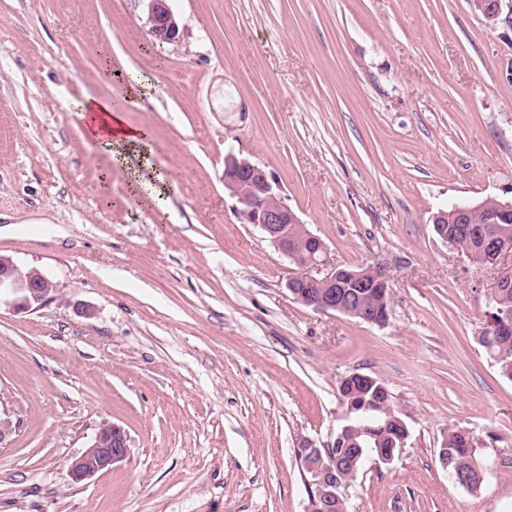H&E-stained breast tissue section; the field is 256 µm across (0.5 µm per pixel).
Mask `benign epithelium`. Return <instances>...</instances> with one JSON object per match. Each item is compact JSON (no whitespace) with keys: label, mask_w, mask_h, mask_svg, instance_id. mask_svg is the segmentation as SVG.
Wrapping results in <instances>:
<instances>
[{"label":"benign epithelium","mask_w":512,"mask_h":512,"mask_svg":"<svg viewBox=\"0 0 512 512\" xmlns=\"http://www.w3.org/2000/svg\"><path fill=\"white\" fill-rule=\"evenodd\" d=\"M471 9L495 27L499 23L502 0H469ZM148 23L153 39L159 44H174L180 39V28L168 0H148ZM224 190L234 201L241 221L259 228L265 237L294 266L287 288L294 299L312 309L337 312L350 317L359 316L363 322L383 325L389 308L376 307L367 312L351 308L361 302L369 289L382 283L391 285L390 267L377 262L349 271L330 256L326 244L309 232L281 194L275 176L247 158L230 154L224 158ZM494 211L487 223L496 224L512 213V201L487 198L481 203L461 207V221L465 222L488 206ZM297 225V234L289 226ZM56 285L36 268H24L0 256V303L11 305L17 311H34L54 298ZM301 447L309 456L298 457L299 465L309 488L306 512H328L338 498L336 489L340 480L336 475L338 464L335 444L321 445L306 439ZM129 455V436L117 424L106 423L95 433L89 447L73 461L69 476L79 482L108 471L126 460Z\"/></svg>","instance_id":"obj_1"}]
</instances>
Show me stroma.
<instances>
[{
  "label": "stroma",
  "instance_id": "obj_1",
  "mask_svg": "<svg viewBox=\"0 0 512 512\" xmlns=\"http://www.w3.org/2000/svg\"><path fill=\"white\" fill-rule=\"evenodd\" d=\"M169 6L181 36L161 46L145 0H0V256L57 285L0 307V512H305L297 448L334 440L353 373L385 383L409 437L365 463L349 512H512V380L479 342L497 270L432 224L512 200V25L468 0ZM108 61L150 81L127 119L153 150L128 168L166 177L160 208L125 202L127 168L74 108L125 98ZM230 153L336 262L391 265L386 324L293 299L291 264L224 191ZM105 423L129 457L72 482ZM452 428L479 442L478 488L439 460Z\"/></svg>",
  "mask_w": 512,
  "mask_h": 512
}]
</instances>
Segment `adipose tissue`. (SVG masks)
Listing matches in <instances>:
<instances>
[{"mask_svg": "<svg viewBox=\"0 0 512 512\" xmlns=\"http://www.w3.org/2000/svg\"><path fill=\"white\" fill-rule=\"evenodd\" d=\"M76 107L84 120L86 137L111 162L125 163L132 149H150V132L129 126L124 112L115 110L111 100L89 97L77 102Z\"/></svg>", "mask_w": 512, "mask_h": 512, "instance_id": "ef3b65f1", "label": "adipose tissue"}]
</instances>
